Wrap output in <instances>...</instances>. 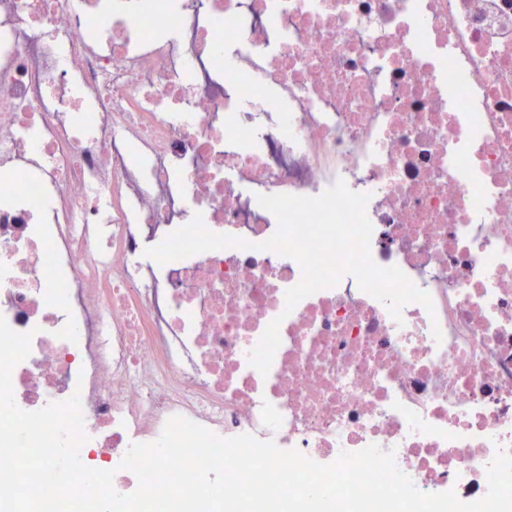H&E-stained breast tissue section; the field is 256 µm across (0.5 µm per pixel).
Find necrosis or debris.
Instances as JSON below:
<instances>
[{
  "instance_id": "necrosis-or-debris-1",
  "label": "necrosis or debris",
  "mask_w": 512,
  "mask_h": 512,
  "mask_svg": "<svg viewBox=\"0 0 512 512\" xmlns=\"http://www.w3.org/2000/svg\"><path fill=\"white\" fill-rule=\"evenodd\" d=\"M340 180L433 311L346 275L285 312L257 198ZM197 214L249 248L143 260ZM0 316L33 335L17 406L79 396L119 493L178 415L482 498L512 454V0H0Z\"/></svg>"
}]
</instances>
